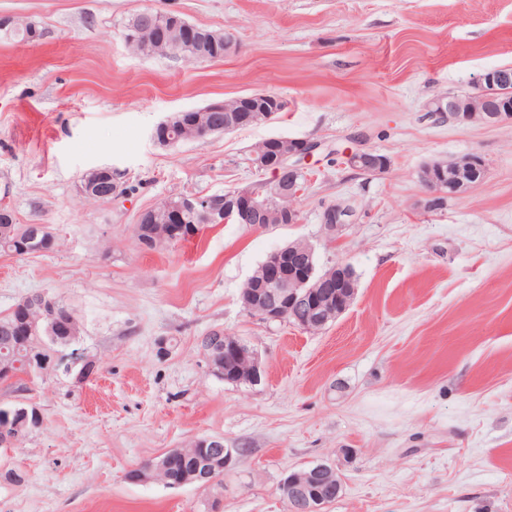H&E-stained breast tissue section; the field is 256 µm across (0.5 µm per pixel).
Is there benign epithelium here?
I'll list each match as a JSON object with an SVG mask.
<instances>
[{
    "instance_id": "7a95c632",
    "label": "benign epithelium",
    "mask_w": 512,
    "mask_h": 512,
    "mask_svg": "<svg viewBox=\"0 0 512 512\" xmlns=\"http://www.w3.org/2000/svg\"><path fill=\"white\" fill-rule=\"evenodd\" d=\"M0 28L15 33L25 32L24 42L38 39L36 26L30 21H19L12 17L0 19ZM127 45L141 53H162L179 56L190 55L197 61L217 59L222 56L220 49H228L229 42L221 32L204 29L184 21L180 16L144 13L137 27L124 35ZM477 90L461 97L455 93L440 95L431 99L426 108L441 122L453 125L483 124L495 126L512 122V109L499 102L500 88L512 85V70L500 68L487 70L476 81ZM286 102L278 98L265 106L254 101V97L238 98L233 102L213 101L195 109L200 115L218 113L206 124L199 139L221 135L238 129L253 121L254 112H280ZM191 111L175 112L158 122L151 132L152 141L162 147L178 144L173 130L186 128ZM283 141L271 137L258 143L251 152V166L268 171L271 178L257 184L239 187L219 199L202 198L197 195H178V200L164 206H152L141 211L136 218L138 224H151L157 217H163L169 225V243H178L185 236L184 214L192 213L201 217L205 224H253L267 226L268 202L272 198L292 200L300 197L304 189L299 187L297 178L304 173L303 162L314 154L318 143L305 138H290L288 144L293 150L281 157L279 163L270 159L271 147ZM345 164L361 174H372L390 168L388 157L374 151H356L344 155ZM455 170V176L448 180H436L429 172H443V163L434 161L426 164L420 172V181L426 187L425 207L436 208L460 191L481 184L486 172L483 158L477 154L467 155L448 163ZM116 184L112 183V168L104 166L87 172L80 185L82 196L100 202L112 200ZM353 210L341 203L327 206L321 214V221L330 235L343 225L352 223ZM315 249L305 246L297 249L292 245L271 251L265 260L270 278L267 289L251 288L244 298V310L266 322H295L308 331H319L345 313L353 303L357 288L349 268L338 263L327 273L320 272L314 262ZM24 305L42 309L49 324L57 323L61 317H72L57 312L53 301L43 294H36L24 300ZM262 366L258 354L247 343L234 336L224 337V379L236 384H257L261 379ZM335 465L322 461L308 471L292 470L287 473L281 487L288 490L286 502L289 512H326V508L340 497L343 483L332 479Z\"/></svg>"
}]
</instances>
